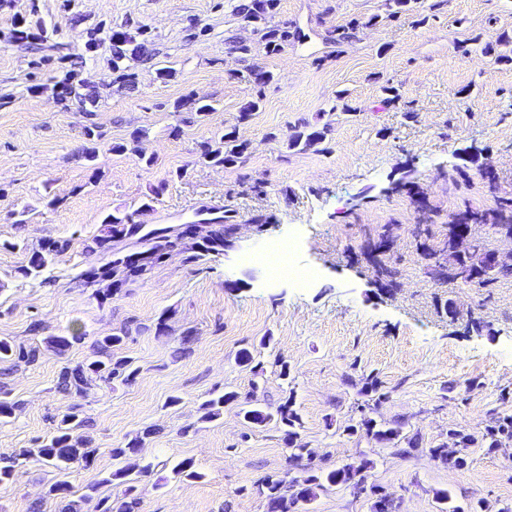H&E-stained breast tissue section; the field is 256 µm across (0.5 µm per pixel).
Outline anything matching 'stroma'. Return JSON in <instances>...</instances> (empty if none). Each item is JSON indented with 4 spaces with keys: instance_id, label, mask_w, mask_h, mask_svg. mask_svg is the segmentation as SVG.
I'll return each instance as SVG.
<instances>
[{
    "instance_id": "obj_1",
    "label": "stroma",
    "mask_w": 512,
    "mask_h": 512,
    "mask_svg": "<svg viewBox=\"0 0 512 512\" xmlns=\"http://www.w3.org/2000/svg\"><path fill=\"white\" fill-rule=\"evenodd\" d=\"M386 3L279 0L278 20L304 38L278 55L256 50L275 78L242 123L240 109L255 91L233 78L240 64L225 55L224 39L256 37L228 0H0V339L39 350L34 364L0 373V390L18 404L0 420V454L40 447L78 407L86 420L79 433L95 450L89 466L68 476L80 512L121 496L122 485L101 480L131 463L152 467L138 483V512H266L261 481L288 470L283 432L275 422L246 427L240 405L273 413L290 396L315 465L371 460L368 480L393 496L396 512H440V490L455 505L512 510V443L470 449L461 470L428 454L449 430L478 435L492 417L512 415V275L488 288L451 278L446 247L457 214L512 200V0H419L418 14L429 18L420 26L387 19ZM373 15L378 23L353 42L328 41L329 30ZM114 24L145 30L173 77L157 79L151 64L130 59L136 88L122 89L109 43L91 37ZM19 29L33 33L36 50L15 43ZM65 77L90 81L94 111L62 108L55 83ZM387 86L399 90L401 104H385ZM188 95L213 112L201 121L175 112ZM322 112L331 123L325 141L289 148L293 126ZM230 129L249 144L245 163H198L201 144ZM135 132L152 166L113 152ZM90 142L98 152L92 163L81 156ZM215 198L238 213L223 254L189 263L172 252L107 300L102 284L83 280L106 261L90 245L107 215L132 213L175 232L192 220V204ZM147 199L151 210L139 213ZM292 226L296 261L316 271L303 290L285 278L267 284V269L244 260ZM46 239L67 248L44 278L22 276L28 251ZM449 304L457 318L446 313ZM162 317L168 331L159 335ZM122 331L117 354L130 358L134 381L95 377L76 399L57 391L63 367ZM72 332L83 339L69 350L48 347L47 337ZM188 332L195 341L183 355ZM243 349L260 368L239 365ZM371 375L388 398L370 417L401 421L404 436L418 437L417 450L402 454L347 434L368 402L361 389ZM226 391L239 402L203 419L202 403ZM138 436L137 457H113ZM185 459L200 479L173 476ZM57 478L34 454L0 483V512H28L34 502L61 512L62 502L45 496ZM370 506L337 485L307 510Z\"/></svg>"
}]
</instances>
